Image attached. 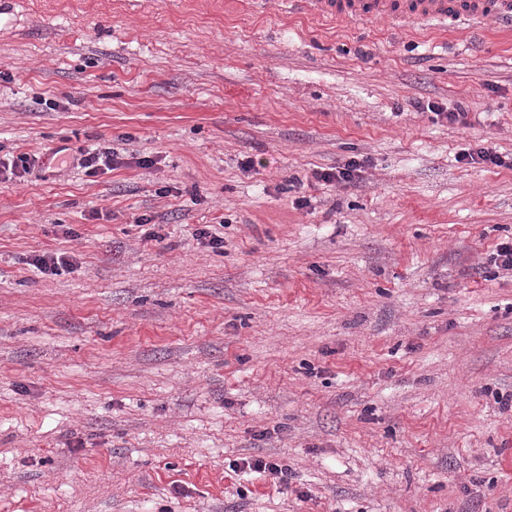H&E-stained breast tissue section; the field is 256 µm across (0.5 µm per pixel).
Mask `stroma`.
I'll list each match as a JSON object with an SVG mask.
<instances>
[{
    "label": "stroma",
    "instance_id": "stroma-1",
    "mask_svg": "<svg viewBox=\"0 0 512 512\" xmlns=\"http://www.w3.org/2000/svg\"><path fill=\"white\" fill-rule=\"evenodd\" d=\"M1 71L0 512H512V34L0 0ZM77 151L81 156V164L87 169L86 172L89 175H95L102 167L106 170H112L114 164L117 163L115 161L116 154L111 148H105L104 150L79 148ZM29 264L41 275L52 276L56 275L61 267L70 265V262L62 255L43 253L35 255Z\"/></svg>",
    "mask_w": 512,
    "mask_h": 512
}]
</instances>
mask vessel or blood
Returning <instances> with one entry per match:
<instances>
[{"label":"vessel or blood","mask_w":512,"mask_h":512,"mask_svg":"<svg viewBox=\"0 0 512 512\" xmlns=\"http://www.w3.org/2000/svg\"><path fill=\"white\" fill-rule=\"evenodd\" d=\"M316 17L367 25L413 20L443 29L512 32V0H288Z\"/></svg>","instance_id":"b4317fda"}]
</instances>
